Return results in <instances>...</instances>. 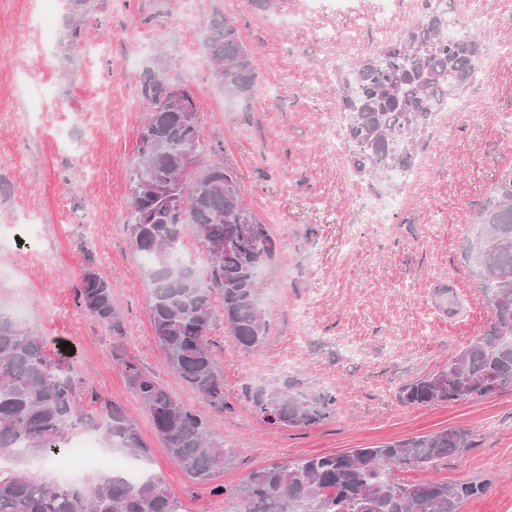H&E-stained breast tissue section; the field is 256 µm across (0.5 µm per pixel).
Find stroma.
Masks as SVG:
<instances>
[{
	"mask_svg": "<svg viewBox=\"0 0 512 512\" xmlns=\"http://www.w3.org/2000/svg\"><path fill=\"white\" fill-rule=\"evenodd\" d=\"M423 0H94L72 41L66 0H0V310L50 350L70 343L81 403H120L148 448L152 474L186 512H245L258 468L347 452L452 427L471 446L397 477L483 484L461 512H512V387L469 402L405 405L400 386L445 365L489 324L490 293L466 252L479 203L512 172V0H454L455 18L492 13L478 34L486 66L436 117L411 182L375 180L352 164L340 88L354 63L404 37ZM238 21L260 62L248 99L225 97L203 35L214 17ZM51 16L45 30L42 18ZM164 67L194 96L204 164L241 179L245 206L270 225L279 253L258 279L269 322L264 345L243 352L216 321L208 338L224 379V407L204 405L161 360L151 286L124 224L139 128L150 108L143 75ZM397 198L386 228L358 222L359 192ZM93 264L112 280L122 316L113 333L76 307L73 285ZM453 287L448 314L439 292ZM155 375L203 416L230 457L210 494L168 457L128 380ZM292 384L336 398L324 420L283 428L258 416L254 387Z\"/></svg>",
	"mask_w": 512,
	"mask_h": 512,
	"instance_id": "1",
	"label": "stroma"
}]
</instances>
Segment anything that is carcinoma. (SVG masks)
Returning <instances> with one entry per match:
<instances>
[{"instance_id":"cac0c4a2","label":"carcinoma","mask_w":512,"mask_h":512,"mask_svg":"<svg viewBox=\"0 0 512 512\" xmlns=\"http://www.w3.org/2000/svg\"><path fill=\"white\" fill-rule=\"evenodd\" d=\"M92 0H69L71 37L79 41ZM448 10L426 12L404 39L383 55L353 68L342 106L353 162L384 180V170L408 172L414 145L434 112L448 102L450 89L468 83L479 69V45L468 32L448 35ZM214 79L227 98L256 90L254 54L233 19H214L203 38ZM168 84L148 72L141 84L152 103L138 133V164L130 174L127 229L136 252L151 258L153 333L166 366L207 405L224 408V380L215 367L207 335L219 319L246 352L262 346L269 323L261 309L256 270L273 263L279 244L269 225L243 203L240 178L222 163L183 175V149L201 137L168 107ZM170 180L186 207L175 212L164 201L139 195L141 174ZM191 235L205 252L202 266L180 264L174 254ZM469 258L481 276L497 278L490 296L488 327L447 364L402 386L408 405H438L484 397L497 374L512 373V174L503 178L479 207ZM221 299L216 309L212 295ZM75 304L104 327L121 330L112 303V282L87 267L75 287ZM129 381L149 413L170 459L197 483L212 484L229 454L214 441L206 420L180 404L152 375L133 370ZM254 410L271 424L308 427L327 417L336 403L330 394L309 395L271 385L251 393ZM105 437L136 458L146 446L125 410L105 406ZM94 425L84 412L74 380L72 354H50L43 337L0 314V460L24 455L47 462L67 449L71 434ZM469 447L467 436L446 428L355 448L345 453L305 456L254 470L245 486V512H461L483 493L477 483H405L394 472L405 465L434 464ZM0 512H185L182 501L155 475L131 484L115 472L92 488L49 486L25 472L0 467Z\"/></svg>"}]
</instances>
